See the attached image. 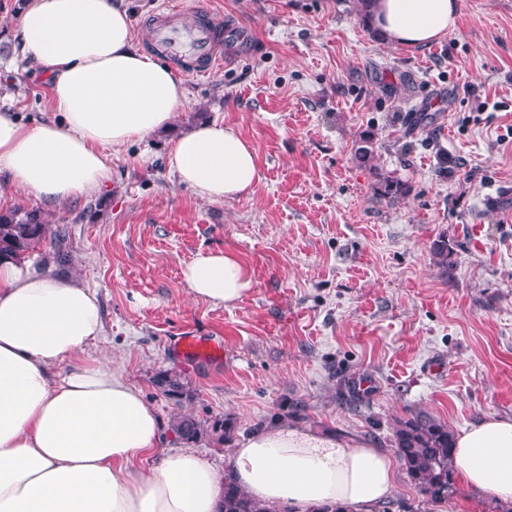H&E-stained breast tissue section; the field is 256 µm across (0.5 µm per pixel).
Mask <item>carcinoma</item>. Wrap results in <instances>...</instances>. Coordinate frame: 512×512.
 Segmentation results:
<instances>
[{"label": "carcinoma", "instance_id": "obj_1", "mask_svg": "<svg viewBox=\"0 0 512 512\" xmlns=\"http://www.w3.org/2000/svg\"><path fill=\"white\" fill-rule=\"evenodd\" d=\"M355 157L374 170L375 195L383 199H398L410 193V185L376 171L375 166L371 165L374 158L372 138L360 137ZM48 237L53 241V261L60 267L67 266L72 258L66 248V228L50 229L43 213L37 209L16 208L0 212V259L24 258ZM432 253L438 263L448 265L451 250L446 236L441 235L435 240ZM157 385L169 397L177 399L183 394L181 382L173 376H160ZM234 430L235 423L227 417H216L207 423L191 415H182L174 423V432L185 444H195L208 434L217 432L227 443L232 440ZM453 438L454 433L446 423L427 414L399 421L394 427L393 441L409 478L418 491L432 501H446L457 493L452 457ZM222 512L272 510L251 499L238 486L227 483L224 487Z\"/></svg>", "mask_w": 512, "mask_h": 512}]
</instances>
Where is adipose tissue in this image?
<instances>
[{"mask_svg":"<svg viewBox=\"0 0 512 512\" xmlns=\"http://www.w3.org/2000/svg\"><path fill=\"white\" fill-rule=\"evenodd\" d=\"M456 0H373L386 42L423 47L456 27ZM20 57L50 75L53 120L34 127L0 113V174L53 204L86 198L111 178L109 151L168 128L185 94L172 70L133 45L123 0H31ZM178 183L210 202L253 193L252 145L213 121L178 136L167 154ZM194 298L231 306L250 290L230 250L183 269ZM103 331L96 292L53 264L0 261V512H220L233 481L274 512H379L397 492L395 463L376 444L277 421L218 467L161 444L160 419L108 357L88 354ZM461 481L512 507V418L483 416L454 439Z\"/></svg>","mask_w":512,"mask_h":512,"instance_id":"ef3b65f1","label":"adipose tissue"}]
</instances>
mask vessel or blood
Returning <instances> with one entry per match:
<instances>
[{"instance_id":"obj_1","label":"vessel or blood","mask_w":512,"mask_h":512,"mask_svg":"<svg viewBox=\"0 0 512 512\" xmlns=\"http://www.w3.org/2000/svg\"><path fill=\"white\" fill-rule=\"evenodd\" d=\"M250 44V33L242 25L225 23L223 15L204 10H177L175 15L157 17L150 45L175 64L199 75H209L224 59L238 57Z\"/></svg>"}]
</instances>
